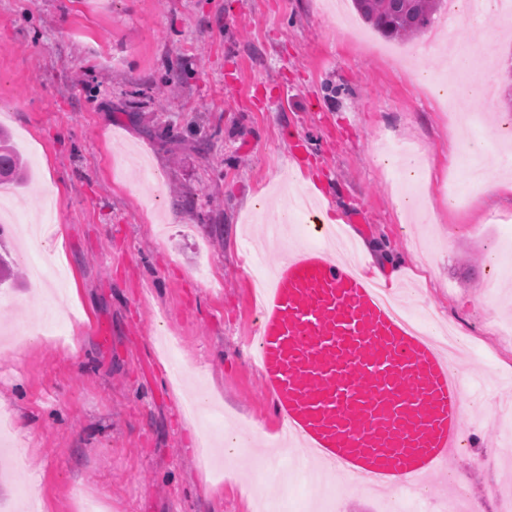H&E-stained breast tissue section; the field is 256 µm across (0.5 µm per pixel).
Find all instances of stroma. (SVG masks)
Instances as JSON below:
<instances>
[{
	"label": "stroma",
	"mask_w": 512,
	"mask_h": 512,
	"mask_svg": "<svg viewBox=\"0 0 512 512\" xmlns=\"http://www.w3.org/2000/svg\"><path fill=\"white\" fill-rule=\"evenodd\" d=\"M323 0H0V126L30 163L0 245L25 255L21 224L45 193L66 269L60 289L80 316L66 347L49 330L48 300L32 282L0 289V411L11 415L19 459L0 471V512L36 491L44 512H73L96 492L101 512H255L247 470L216 481L200 461L206 429H193L171 364L156 339L179 337L186 368L223 408L231 429L261 425L276 439L281 418L261 387L259 324L252 310L258 261L272 246L252 230L274 208L270 188L290 172L356 240L410 258L394 288L409 310L454 325V365L473 381L464 443L423 479L432 512L462 478L479 512L512 497V288L490 255L512 226V194L449 206L453 120L438 96L470 88L439 78L447 58L371 32L354 45ZM451 40L488 51L495 93L476 99L490 126H512L503 75L512 38L461 20ZM389 129L418 145L416 223L397 202L395 179L375 155ZM306 149L293 157L291 146Z\"/></svg>",
	"instance_id": "35a3bbf8"
}]
</instances>
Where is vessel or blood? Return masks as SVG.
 <instances>
[{"label":"vessel or blood","instance_id":"vessel-or-blood-1","mask_svg":"<svg viewBox=\"0 0 512 512\" xmlns=\"http://www.w3.org/2000/svg\"><path fill=\"white\" fill-rule=\"evenodd\" d=\"M285 254L259 310L265 392L323 473L406 486L462 445L468 388L454 357L329 247L335 224Z\"/></svg>","mask_w":512,"mask_h":512}]
</instances>
